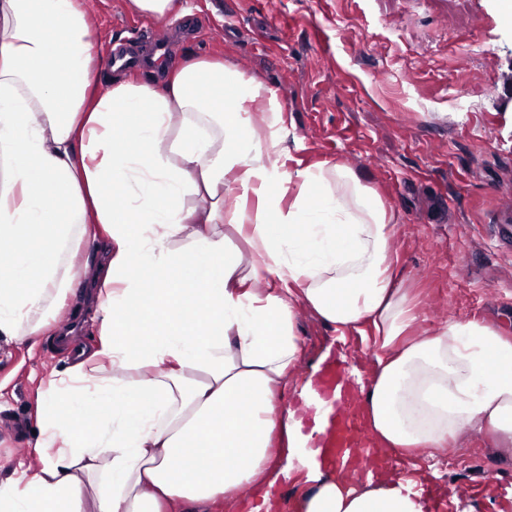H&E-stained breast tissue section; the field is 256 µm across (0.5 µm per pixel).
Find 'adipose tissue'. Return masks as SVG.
<instances>
[{
    "label": "adipose tissue",
    "instance_id": "adipose-tissue-1",
    "mask_svg": "<svg viewBox=\"0 0 512 512\" xmlns=\"http://www.w3.org/2000/svg\"><path fill=\"white\" fill-rule=\"evenodd\" d=\"M108 64L90 0H0V336L47 335L76 293L99 321L40 388L39 467L0 465V512H212L272 491L300 452L281 405L300 307L371 329L378 447L433 459L470 432L512 449V336L413 332L390 208L346 164L293 156L273 89L198 56L103 87ZM85 241L104 244L91 280ZM306 480L302 512L426 510L413 477Z\"/></svg>",
    "mask_w": 512,
    "mask_h": 512
}]
</instances>
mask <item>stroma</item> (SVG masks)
Returning a JSON list of instances; mask_svg holds the SVG:
<instances>
[{"label":"stroma","instance_id":"1","mask_svg":"<svg viewBox=\"0 0 512 512\" xmlns=\"http://www.w3.org/2000/svg\"><path fill=\"white\" fill-rule=\"evenodd\" d=\"M161 24L129 0H92L104 50L146 54L141 76L163 79L190 56L224 59L273 88L288 111V146L311 163L341 161L374 187L398 226L393 248L418 328L478 319L512 336V246L497 236L512 215V25L498 0H184ZM164 38L149 55L142 34ZM475 99L454 111L449 91ZM69 343L0 341V462L32 465L42 380L75 348H93L97 316L82 305ZM309 368L336 341L300 312ZM435 467L451 490L446 512H512V455L463 438Z\"/></svg>","mask_w":512,"mask_h":512}]
</instances>
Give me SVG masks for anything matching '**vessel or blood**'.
Here are the masks:
<instances>
[{"instance_id":"1","label":"vessel or blood","mask_w":512,"mask_h":512,"mask_svg":"<svg viewBox=\"0 0 512 512\" xmlns=\"http://www.w3.org/2000/svg\"><path fill=\"white\" fill-rule=\"evenodd\" d=\"M313 393L294 396L288 407L300 420L308 458L332 470L347 464L352 471L375 472L377 449L360 422L359 395L367 379L356 376L348 354L334 352L311 379ZM419 493L428 512H444L448 489L443 484H424Z\"/></svg>"}]
</instances>
